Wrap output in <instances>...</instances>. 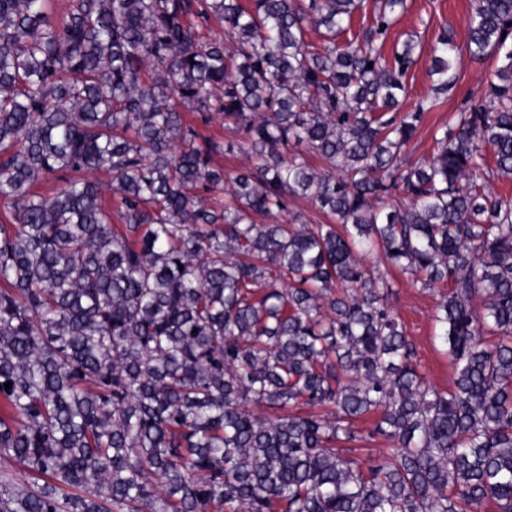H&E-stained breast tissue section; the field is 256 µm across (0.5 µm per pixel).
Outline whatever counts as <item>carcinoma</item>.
Instances as JSON below:
<instances>
[{"label":"carcinoma","instance_id":"obj_1","mask_svg":"<svg viewBox=\"0 0 512 512\" xmlns=\"http://www.w3.org/2000/svg\"><path fill=\"white\" fill-rule=\"evenodd\" d=\"M50 2L0 0V456L41 480L1 476L0 512H512V197L483 171L512 180V0H475L466 50L501 65L427 160L406 150L438 99L397 113L415 44L380 47L406 0L346 44L363 0ZM186 111L252 166L225 178ZM290 196L339 223H279ZM373 252L447 287L451 388ZM186 118L199 127V130L221 143L228 141H239L240 135L224 125V117L213 114L208 123H204L196 112H186Z\"/></svg>","mask_w":512,"mask_h":512}]
</instances>
